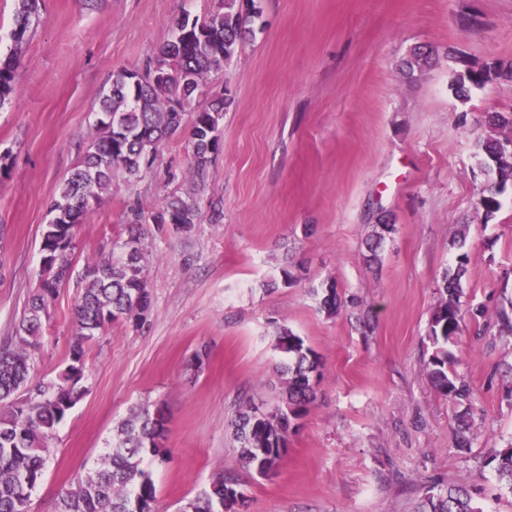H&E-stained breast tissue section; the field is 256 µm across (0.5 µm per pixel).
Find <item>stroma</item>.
I'll list each match as a JSON object with an SVG mask.
<instances>
[{"instance_id":"obj_1","label":"stroma","mask_w":512,"mask_h":512,"mask_svg":"<svg viewBox=\"0 0 512 512\" xmlns=\"http://www.w3.org/2000/svg\"><path fill=\"white\" fill-rule=\"evenodd\" d=\"M255 2L253 34L207 80L228 105L204 182L193 185L179 133L141 178L115 174L73 229L81 267L111 256L131 209L196 193L191 233L144 225L151 311L88 345L85 394L49 441L29 512H55L135 404L168 417V453L150 466L157 512H178L219 474L243 485L246 512H420L432 485L469 486L482 512H512V490L482 467L489 449L512 446V335L498 319L512 307V188L493 214L478 210L475 157L489 113H512V0ZM214 6L38 0L0 109V342L39 287L42 226L95 133L113 71L144 67L171 18ZM418 46L432 60L406 74ZM486 67L498 77L454 95L457 72ZM379 224L392 230L371 264L366 241ZM461 251L462 303L483 311L452 348L473 389L465 453L454 446L457 408L424 371L442 276ZM332 285L346 305L330 316L320 302ZM79 293L60 288L50 308L37 378L58 380L69 363ZM282 326L320 356L322 376L278 472L263 477L242 467L228 422L244 402L276 405Z\"/></svg>"}]
</instances>
